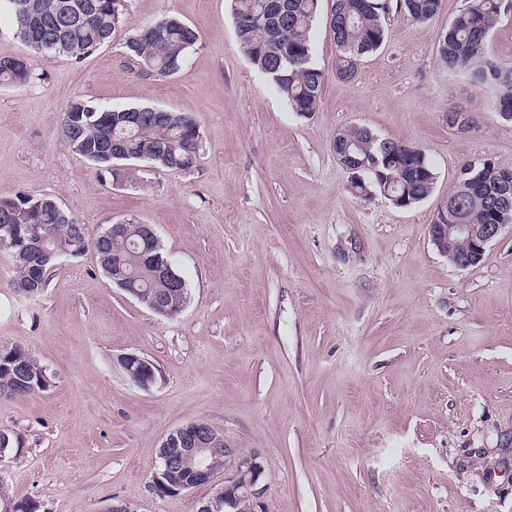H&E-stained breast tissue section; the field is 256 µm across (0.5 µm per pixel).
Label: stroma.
Returning <instances> with one entry per match:
<instances>
[{
  "label": "stroma",
  "mask_w": 512,
  "mask_h": 512,
  "mask_svg": "<svg viewBox=\"0 0 512 512\" xmlns=\"http://www.w3.org/2000/svg\"><path fill=\"white\" fill-rule=\"evenodd\" d=\"M465 4L444 0L424 23L390 8L384 45L342 81L322 0L325 83L304 117L249 62L230 0H124L127 23L91 56L36 55V80L0 86V198L52 197L92 236L153 225L189 292L160 316L87 254L26 297L0 248V343L51 376L44 392L0 397L12 439L0 481L14 498L40 512H199L223 476L171 497L151 481L162 440L203 421L259 455L268 512H512V231L467 269L429 237L464 164L512 170V123L491 90L436 61ZM165 15L199 40L176 74L138 76L127 41ZM75 99L190 113L195 167L134 161L114 181L62 140ZM451 110L467 128L448 126ZM351 123L425 152L429 197L403 209L352 195L333 148ZM128 354L155 365L154 383L129 377Z\"/></svg>",
  "instance_id": "obj_1"
}]
</instances>
